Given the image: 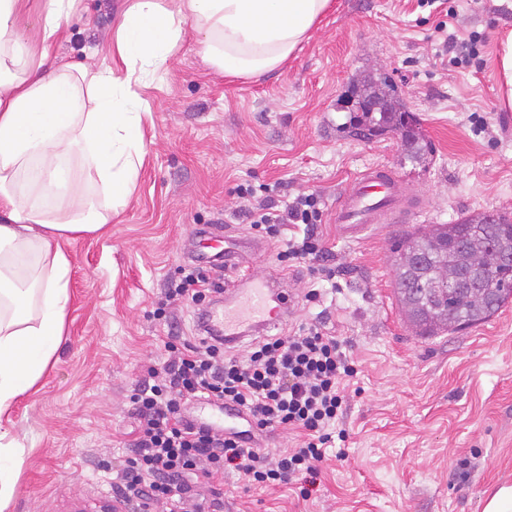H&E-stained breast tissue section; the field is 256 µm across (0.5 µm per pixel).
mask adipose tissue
Masks as SVG:
<instances>
[{"label": "adipose tissue", "instance_id": "obj_1", "mask_svg": "<svg viewBox=\"0 0 512 512\" xmlns=\"http://www.w3.org/2000/svg\"><path fill=\"white\" fill-rule=\"evenodd\" d=\"M331 0H132L97 70L53 45L76 0H44L42 47L0 0V415L54 364L70 260L61 240L101 232L130 197L146 153L133 89L165 70L186 31L224 74L259 77L300 50ZM22 445L0 423V512L17 493Z\"/></svg>", "mask_w": 512, "mask_h": 512}]
</instances>
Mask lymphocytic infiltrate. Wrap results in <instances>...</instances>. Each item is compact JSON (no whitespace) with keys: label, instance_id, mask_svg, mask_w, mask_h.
<instances>
[{"label":"lymphocytic infiltrate","instance_id":"lymphocytic-infiltrate-1","mask_svg":"<svg viewBox=\"0 0 512 512\" xmlns=\"http://www.w3.org/2000/svg\"><path fill=\"white\" fill-rule=\"evenodd\" d=\"M237 217L268 239L283 238L288 226L303 235L288 240L278 261L303 263L323 256L325 248L314 233L322 211L314 195L292 200L257 196L249 185H238ZM223 271L207 274L184 267L171 280L165 304H201L211 294H223ZM161 367L149 368L150 384L133 396L140 432L132 457L120 478L135 496L136 512H218L219 490L204 494V486L224 471L240 473L248 484L264 487L298 483L302 498L317 491L319 465L337 441L346 440L339 421L347 406L346 382L359 369L341 342L312 322L287 335L269 334L250 340L244 354L207 335L183 347H170ZM197 398L231 402L250 416L259 432L294 429L299 447L275 456L247 447L246 431L195 423L189 405Z\"/></svg>","mask_w":512,"mask_h":512}]
</instances>
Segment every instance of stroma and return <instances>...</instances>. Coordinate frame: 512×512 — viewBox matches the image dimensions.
<instances>
[{
	"mask_svg": "<svg viewBox=\"0 0 512 512\" xmlns=\"http://www.w3.org/2000/svg\"><path fill=\"white\" fill-rule=\"evenodd\" d=\"M295 57L259 78L229 77L187 31L164 73L142 89L149 115L135 189L101 234L64 243L70 303L58 361L7 413L22 443L19 494L8 512H97L120 498L118 477L138 420L131 397L165 343L194 334L193 305L154 311L179 267L201 251L198 228L228 220L235 188L280 184L315 194L316 228L336 286L302 304L313 262L284 268L264 243L255 275H284L296 300L279 333L323 321L359 365L341 420L345 460L320 467V490L248 484L228 470L224 512H484L491 488L512 483V303L488 321L439 336L407 323L394 291L391 246L404 224L373 225L360 239L336 231V203L360 173L385 165L420 227L471 212L512 215V111L501 108L494 71L512 31V0H332ZM131 0H81L55 52L98 69ZM476 39L463 64L440 56L439 24ZM380 70L417 118L425 149L408 157L398 135L361 139L340 131L347 91Z\"/></svg>",
	"mask_w": 512,
	"mask_h": 512,
	"instance_id": "35a3bbf8",
	"label": "stroma"
}]
</instances>
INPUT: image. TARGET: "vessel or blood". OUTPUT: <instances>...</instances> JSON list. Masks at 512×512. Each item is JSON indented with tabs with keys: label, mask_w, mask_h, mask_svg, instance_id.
<instances>
[{
	"label": "vessel or blood",
	"mask_w": 512,
	"mask_h": 512,
	"mask_svg": "<svg viewBox=\"0 0 512 512\" xmlns=\"http://www.w3.org/2000/svg\"><path fill=\"white\" fill-rule=\"evenodd\" d=\"M400 181L389 169L371 167L357 176L352 188L336 204V226L341 237L355 240L373 224L396 221L404 212L400 202ZM205 247L220 250L225 267H245L249 256L259 251L258 242L243 239L226 245L221 225L201 234ZM294 300L280 281L243 275L224 292V309L203 314L202 321L225 344L241 342L253 332L267 331L287 317Z\"/></svg>",
	"instance_id": "b4317fda"
}]
</instances>
